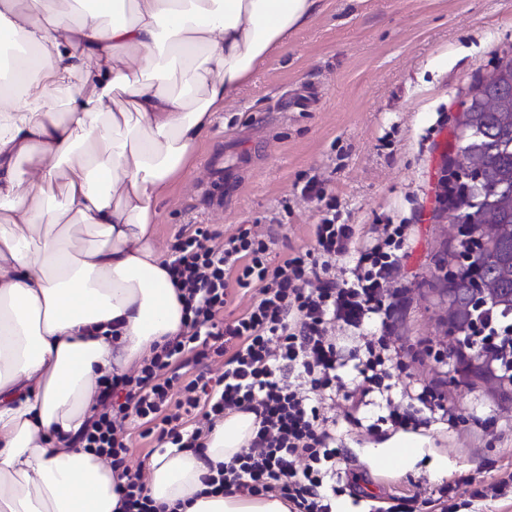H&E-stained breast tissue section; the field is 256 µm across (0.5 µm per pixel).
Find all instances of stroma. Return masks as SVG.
Returning <instances> with one entry per match:
<instances>
[{
    "label": "stroma",
    "instance_id": "35a3bbf8",
    "mask_svg": "<svg viewBox=\"0 0 512 512\" xmlns=\"http://www.w3.org/2000/svg\"><path fill=\"white\" fill-rule=\"evenodd\" d=\"M512 56V0H323L322 12L260 65L215 120L155 205L160 252L185 224L232 232L240 224L283 217L276 250L311 245L320 202L297 186L323 182L342 221L364 233L385 221L415 225L407 260L410 292L397 312V382L433 383L449 419L416 430L426 452L446 459L434 475L372 468L369 448L397 434L372 406L365 425L339 422L336 444L347 454L329 482L346 512H512V499L475 497L477 486L512 468V402L483 387L453 386L438 362L441 286L435 262L448 245L450 211L443 182L456 159L457 122L472 87ZM233 169L223 206L197 200L211 160Z\"/></svg>",
    "mask_w": 512,
    "mask_h": 512
}]
</instances>
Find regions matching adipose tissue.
I'll return each instance as SVG.
<instances>
[{"mask_svg": "<svg viewBox=\"0 0 512 512\" xmlns=\"http://www.w3.org/2000/svg\"><path fill=\"white\" fill-rule=\"evenodd\" d=\"M322 0H0L19 103L0 110V512H117L110 466L69 447L101 377L182 330L155 245L154 204L257 65ZM65 98L64 118L54 105ZM35 164L23 183L19 161ZM91 235L75 245L73 229ZM251 411L225 416L203 455L166 449L148 493L171 512H289L276 494H212L247 448Z\"/></svg>", "mask_w": 512, "mask_h": 512, "instance_id": "adipose-tissue-1", "label": "adipose tissue"}]
</instances>
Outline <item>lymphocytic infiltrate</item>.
Returning <instances> with one entry per match:
<instances>
[{
	"instance_id": "lymphocytic-infiltrate-1",
	"label": "lymphocytic infiltrate",
	"mask_w": 512,
	"mask_h": 512,
	"mask_svg": "<svg viewBox=\"0 0 512 512\" xmlns=\"http://www.w3.org/2000/svg\"><path fill=\"white\" fill-rule=\"evenodd\" d=\"M410 234L409 225L387 223L356 237L331 203L311 229L312 248L279 259L264 225L242 224L225 237L207 224L183 225L165 262L184 304L182 332L136 369L103 377L97 410L74 439L111 467L122 512H165L127 463L133 433L153 438L156 451L200 456L204 438L238 410L254 412L257 428L247 450L209 477L212 493L274 492L289 512H333L317 468L340 455L328 411L342 404L356 421L394 376L398 346L386 331L406 289ZM234 287L251 298L228 321ZM372 325L385 334L359 358L355 341ZM216 358L218 371L210 368ZM404 391L416 406L393 407L392 426L434 421L419 408L431 386L410 381Z\"/></svg>"
}]
</instances>
